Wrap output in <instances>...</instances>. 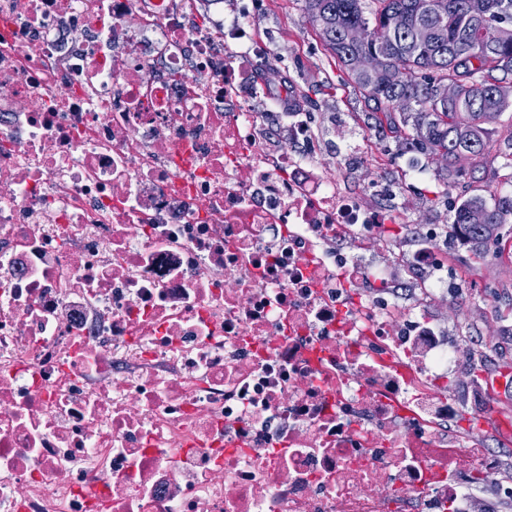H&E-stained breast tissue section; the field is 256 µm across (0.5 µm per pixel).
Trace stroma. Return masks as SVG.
Segmentation results:
<instances>
[{
    "label": "stroma",
    "instance_id": "35a3bbf8",
    "mask_svg": "<svg viewBox=\"0 0 512 512\" xmlns=\"http://www.w3.org/2000/svg\"><path fill=\"white\" fill-rule=\"evenodd\" d=\"M239 20L268 44V73L288 78L308 95L307 108L315 115L323 143L317 159L323 171L345 177L353 186L371 180L396 185L392 204L409 223L441 225V233L431 237L428 246L448 257V293L424 312L445 325L449 340L460 351L441 393L462 411L478 407L494 417L492 427L476 437L500 456L498 482L512 479V425L503 423L505 415H512V400L499 398L490 387L498 377L512 383V224L480 256L456 236L452 226V210L465 197L512 195V168L504 166L497 150L501 140L512 134V110L502 112L491 124L493 148L481 163L478 180H464L448 189L435 175V159L412 160L397 150L393 140L366 128L362 99L326 51L302 0H263L259 9L240 15ZM365 145L387 155L389 164L378 167L360 159L358 153ZM346 157L351 160L347 167L341 164ZM470 364L479 369L478 381L461 372Z\"/></svg>",
    "mask_w": 512,
    "mask_h": 512
}]
</instances>
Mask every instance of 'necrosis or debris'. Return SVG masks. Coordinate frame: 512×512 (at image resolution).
Wrapping results in <instances>:
<instances>
[{
  "instance_id": "1",
  "label": "necrosis or debris",
  "mask_w": 512,
  "mask_h": 512,
  "mask_svg": "<svg viewBox=\"0 0 512 512\" xmlns=\"http://www.w3.org/2000/svg\"><path fill=\"white\" fill-rule=\"evenodd\" d=\"M197 0H0V512H464L498 459L391 187L322 175ZM263 111H255V103ZM404 224H381L378 226L373 240L372 255L378 257L384 255L393 245H405L412 249L415 243L409 239Z\"/></svg>"
}]
</instances>
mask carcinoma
<instances>
[{"instance_id": "obj_1", "label": "carcinoma", "mask_w": 512, "mask_h": 512, "mask_svg": "<svg viewBox=\"0 0 512 512\" xmlns=\"http://www.w3.org/2000/svg\"><path fill=\"white\" fill-rule=\"evenodd\" d=\"M311 24L326 22L318 31L325 49L363 96L367 127L395 141L402 153L437 156L435 175L443 180L475 178L490 150L489 129L482 112L501 113L512 107V0H303ZM430 31L425 42L415 41L417 26ZM357 26L364 38L355 45L343 40V31ZM358 54L378 58L377 69L358 72L351 58ZM400 69L404 80L393 84L390 73ZM458 83L455 100L445 104L438 88ZM410 98L414 108L393 110L396 100ZM469 156L471 168L458 163ZM512 223V195L493 204L479 196L463 199L454 209L464 242L481 254Z\"/></svg>"}]
</instances>
